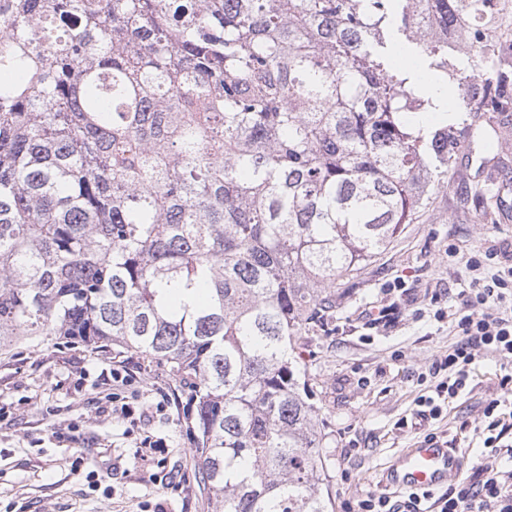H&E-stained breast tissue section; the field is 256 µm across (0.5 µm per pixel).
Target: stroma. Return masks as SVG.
Returning a JSON list of instances; mask_svg holds the SVG:
<instances>
[{
  "instance_id": "1",
  "label": "stroma",
  "mask_w": 512,
  "mask_h": 512,
  "mask_svg": "<svg viewBox=\"0 0 512 512\" xmlns=\"http://www.w3.org/2000/svg\"><path fill=\"white\" fill-rule=\"evenodd\" d=\"M453 124L459 152L427 205L337 289L331 333L311 331L301 345L308 390L328 434L332 512H349L380 493L384 470L430 432L458 448L462 481L494 460L475 428L499 394L497 375L512 372V360L478 358L467 391L441 419L421 418L416 406L425 376L456 340L436 315L467 285L451 250L512 255V192L503 193V210L483 204L506 176L493 170L494 151L478 128L456 117ZM120 363L136 373L144 420L117 418L105 401ZM186 401L167 372L136 352L61 346L48 336L1 353L0 512H210ZM147 437L165 443L154 479L135 460Z\"/></svg>"
}]
</instances>
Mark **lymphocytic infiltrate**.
I'll list each match as a JSON object with an SVG mask.
<instances>
[{"label": "lymphocytic infiltrate", "mask_w": 512, "mask_h": 512, "mask_svg": "<svg viewBox=\"0 0 512 512\" xmlns=\"http://www.w3.org/2000/svg\"><path fill=\"white\" fill-rule=\"evenodd\" d=\"M468 284L457 295V304L448 312V324L457 340L449 345L440 362L442 373L432 395L420 397L423 418H438L442 406L457 398L467 387L469 369L478 354L512 358V265L493 266L478 256H463ZM508 397L491 399L483 409L485 447L512 458V412L503 407ZM437 512H512V468H479L477 481L440 497Z\"/></svg>", "instance_id": "lymphocytic-infiltrate-1"}]
</instances>
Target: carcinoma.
I'll use <instances>...</instances> for the list:
<instances>
[{"instance_id":"cac0c4a2","label":"carcinoma","mask_w":512,"mask_h":512,"mask_svg":"<svg viewBox=\"0 0 512 512\" xmlns=\"http://www.w3.org/2000/svg\"><path fill=\"white\" fill-rule=\"evenodd\" d=\"M508 0H0V351L135 350L188 389L212 512H330L297 343L455 160L390 44L512 112ZM439 23L419 31L420 15Z\"/></svg>"}]
</instances>
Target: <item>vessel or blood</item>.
I'll return each mask as SVG.
<instances>
[{
    "mask_svg": "<svg viewBox=\"0 0 512 512\" xmlns=\"http://www.w3.org/2000/svg\"><path fill=\"white\" fill-rule=\"evenodd\" d=\"M463 470V458L445 444L417 441L406 449L398 462L384 474L387 487L414 494L436 489L457 480Z\"/></svg>",
    "mask_w": 512,
    "mask_h": 512,
    "instance_id": "b4317fda",
    "label": "vessel or blood"
}]
</instances>
